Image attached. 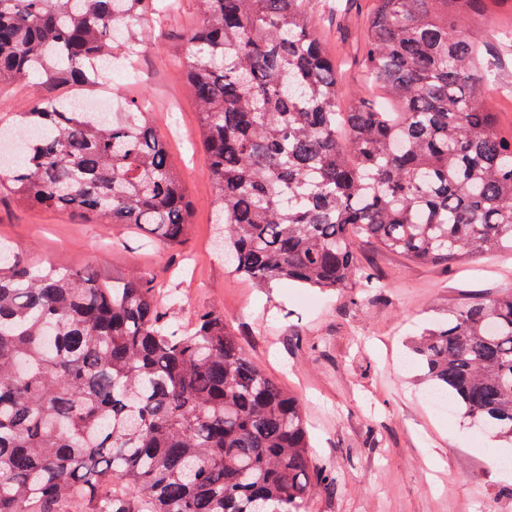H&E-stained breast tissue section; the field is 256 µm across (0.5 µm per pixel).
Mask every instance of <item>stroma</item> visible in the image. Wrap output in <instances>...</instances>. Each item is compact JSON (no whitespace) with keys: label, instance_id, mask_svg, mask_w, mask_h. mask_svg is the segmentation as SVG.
Returning a JSON list of instances; mask_svg holds the SVG:
<instances>
[{"label":"stroma","instance_id":"1","mask_svg":"<svg viewBox=\"0 0 512 512\" xmlns=\"http://www.w3.org/2000/svg\"><path fill=\"white\" fill-rule=\"evenodd\" d=\"M312 0L317 32L344 84L362 89L361 48L372 0ZM184 45L152 31L135 63L112 61L104 92L114 106L142 92L156 101L154 125L170 140L187 187L192 222L181 245L139 229L37 211L0 190V243L21 261L153 277L177 293L176 317L223 311L246 352L303 403L316 462L338 476L306 512H512V447L456 412L426 402L425 371L411 342L431 320L476 294L512 289V254L449 266L421 265L355 241L359 261L383 283L363 305L348 294L285 283L260 288L228 269L215 245L213 186L184 78L168 66ZM498 128L512 132V50L496 81L482 89ZM497 469H490L489 460Z\"/></svg>","mask_w":512,"mask_h":512}]
</instances>
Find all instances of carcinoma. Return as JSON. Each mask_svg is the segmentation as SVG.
Instances as JSON below:
<instances>
[{
  "label": "carcinoma",
  "instance_id": "carcinoma-1",
  "mask_svg": "<svg viewBox=\"0 0 512 512\" xmlns=\"http://www.w3.org/2000/svg\"><path fill=\"white\" fill-rule=\"evenodd\" d=\"M173 58L196 103L224 255L261 287H380L355 232L421 265L512 253V133L480 100L500 57L468 21L488 0H373L362 65L384 101L348 96L310 0H198ZM157 0H0V186L29 207L145 228L176 245L184 182L147 96L83 112L43 88L100 78L116 31L140 52ZM139 273L40 270L0 247V512H304L336 476L310 452L304 407L248 356L224 313L183 327ZM432 392L512 444V291L422 330ZM132 487L137 496L129 498Z\"/></svg>",
  "mask_w": 512,
  "mask_h": 512
}]
</instances>
